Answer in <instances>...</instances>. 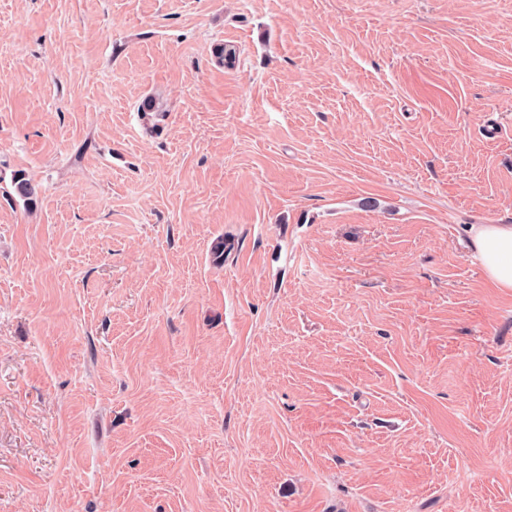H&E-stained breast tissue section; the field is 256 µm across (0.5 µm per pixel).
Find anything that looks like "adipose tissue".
Listing matches in <instances>:
<instances>
[{"label": "adipose tissue", "mask_w": 512, "mask_h": 512, "mask_svg": "<svg viewBox=\"0 0 512 512\" xmlns=\"http://www.w3.org/2000/svg\"><path fill=\"white\" fill-rule=\"evenodd\" d=\"M467 233L488 282L512 290V224H472Z\"/></svg>", "instance_id": "ef3b65f1"}]
</instances>
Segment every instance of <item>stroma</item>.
I'll return each instance as SVG.
<instances>
[{
	"mask_svg": "<svg viewBox=\"0 0 512 512\" xmlns=\"http://www.w3.org/2000/svg\"><path fill=\"white\" fill-rule=\"evenodd\" d=\"M468 224L512 0H0V512H512Z\"/></svg>",
	"mask_w": 512,
	"mask_h": 512,
	"instance_id": "1",
	"label": "stroma"
}]
</instances>
